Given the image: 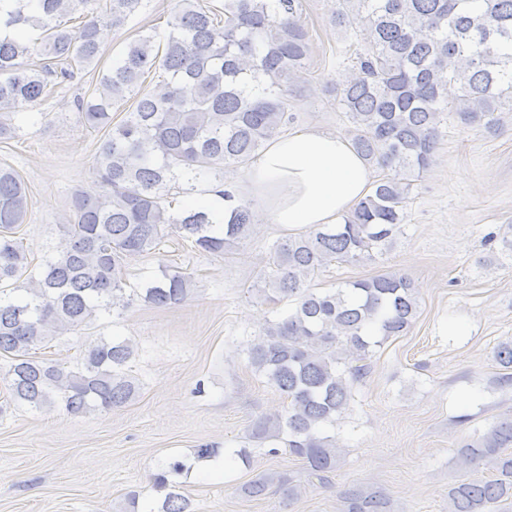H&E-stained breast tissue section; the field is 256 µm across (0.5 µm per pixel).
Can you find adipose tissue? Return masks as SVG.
<instances>
[{"label": "adipose tissue", "mask_w": 512, "mask_h": 512, "mask_svg": "<svg viewBox=\"0 0 512 512\" xmlns=\"http://www.w3.org/2000/svg\"><path fill=\"white\" fill-rule=\"evenodd\" d=\"M373 177L346 135L308 127L271 140L244 185L272 223L290 230L342 223Z\"/></svg>", "instance_id": "1"}]
</instances>
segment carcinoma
I'll use <instances>...</instances> for the list:
<instances>
[{
  "instance_id": "obj_1",
  "label": "carcinoma",
  "mask_w": 512,
  "mask_h": 512,
  "mask_svg": "<svg viewBox=\"0 0 512 512\" xmlns=\"http://www.w3.org/2000/svg\"><path fill=\"white\" fill-rule=\"evenodd\" d=\"M90 0H0V141L17 136L18 111L45 104L57 81L88 74L89 93L77 100L81 123L107 130L93 162L99 191L72 193L71 220L61 243L35 265L17 237L30 195L20 176L0 167V355L10 360L4 380L11 399L33 410L58 405L72 415L109 411L140 390L132 374L135 344L99 336L73 362L32 351L105 315H121L142 300L180 305L196 281L172 267L129 284L122 270L178 235L204 253H231L258 222L251 204L234 206L223 227L202 210L178 211L165 189L188 173L222 189L226 165L246 166L288 121V83L310 63L301 0H224L205 6L178 0L167 35H137L121 60L97 74L101 26L115 31L150 0H112L105 18L86 11ZM332 21L366 32L352 76L336 105L354 126L353 146L384 172L343 223L311 228L276 242L269 272L256 295L288 301L246 349L248 365L288 399V406L255 421L250 437L280 443L321 484L336 471L334 424L367 374L374 348L406 335L418 314V289L407 277L384 273L331 291L311 286L333 262L371 260L400 232L412 177L433 161L441 114L466 126L493 129L512 111V0H334ZM162 79L146 89V75ZM456 88L448 98V87ZM129 104L112 124V109ZM497 364L512 369V340L498 344ZM463 468L484 465L490 475L448 490V512H494L512 502V419L496 422L462 445ZM187 471L180 460L152 474L165 492L162 512H190L172 480ZM301 485L264 474L241 488L256 498L270 484ZM344 512H391L390 501L364 490L344 497Z\"/></svg>"
}]
</instances>
